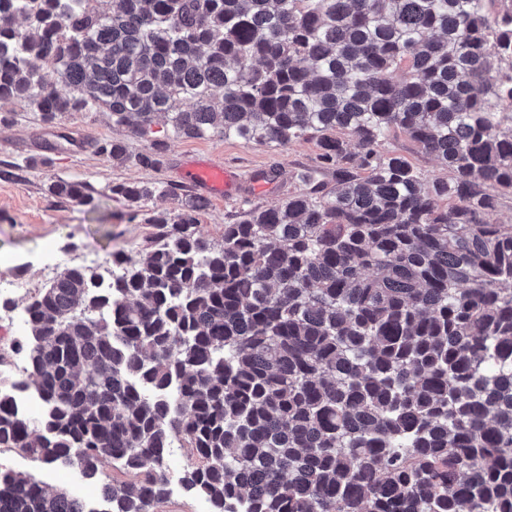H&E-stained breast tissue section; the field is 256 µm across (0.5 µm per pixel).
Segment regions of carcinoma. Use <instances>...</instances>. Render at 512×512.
I'll return each mask as SVG.
<instances>
[{"mask_svg":"<svg viewBox=\"0 0 512 512\" xmlns=\"http://www.w3.org/2000/svg\"><path fill=\"white\" fill-rule=\"evenodd\" d=\"M0 99L46 124L102 107L140 138L167 117L143 153L95 143L120 163L156 166L170 137H315L335 175L299 171L307 191L220 242L188 196L145 254L112 255L109 287L87 266L38 289L0 448L77 468L104 512H157L175 439L209 512H512V224L491 219L512 196V0H0ZM393 130L446 175L385 148ZM0 512L96 510L0 467Z\"/></svg>","mask_w":512,"mask_h":512,"instance_id":"carcinoma-1","label":"carcinoma"}]
</instances>
